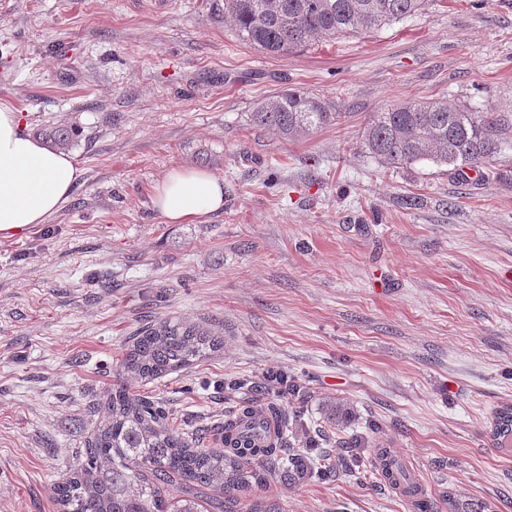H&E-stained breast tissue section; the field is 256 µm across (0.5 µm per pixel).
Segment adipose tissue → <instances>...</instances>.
<instances>
[{"mask_svg":"<svg viewBox=\"0 0 512 512\" xmlns=\"http://www.w3.org/2000/svg\"><path fill=\"white\" fill-rule=\"evenodd\" d=\"M81 174L68 152L26 133L18 113L0 105V234L45 223ZM153 204L166 223H193L223 209L224 182L205 170L175 168L156 187Z\"/></svg>","mask_w":512,"mask_h":512,"instance_id":"ef3b65f1","label":"adipose tissue"}]
</instances>
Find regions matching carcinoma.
<instances>
[{
    "instance_id": "1",
    "label": "carcinoma",
    "mask_w": 512,
    "mask_h": 512,
    "mask_svg": "<svg viewBox=\"0 0 512 512\" xmlns=\"http://www.w3.org/2000/svg\"><path fill=\"white\" fill-rule=\"evenodd\" d=\"M428 0H224V18L238 38L270 54H287L322 39L371 33L425 10ZM321 98L284 90L250 113L252 125L296 138L338 123ZM512 122L503 112L483 111L446 100L387 104L365 125L362 146L389 167L407 168L430 161L448 166L460 179L485 167L508 145ZM77 128L52 123L35 130L46 146L67 151ZM224 349V332L182 319H165L142 329L125 349L117 369L125 379L158 380ZM277 441L259 448L261 424L244 425L253 413L246 402L224 415L220 446L204 448L200 439L178 427L169 412L148 396L115 385L97 403L101 418L89 437L85 458L53 487L58 512H204L205 500L219 512H279L270 500L248 496L272 478L302 484L316 473L327 477L341 462L303 455L293 447L292 424L276 403ZM329 419L346 424L353 407L341 399L326 403ZM499 444L512 439V404L496 412L491 434ZM393 486L415 483L392 458L381 470ZM219 491L224 497L207 498ZM450 512H488L486 502L448 497Z\"/></svg>"
}]
</instances>
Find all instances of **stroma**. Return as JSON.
<instances>
[{
	"instance_id": "1",
	"label": "stroma",
	"mask_w": 512,
	"mask_h": 512,
	"mask_svg": "<svg viewBox=\"0 0 512 512\" xmlns=\"http://www.w3.org/2000/svg\"><path fill=\"white\" fill-rule=\"evenodd\" d=\"M214 0H0V103L27 130L68 123L82 171L68 200L0 239V512H57L52 487L84 458L93 406L143 326L224 329V349L129 388L214 447L225 412L262 406L261 374L304 388L282 403L327 457L363 436L365 481L343 471L266 493L283 512H414L381 478L389 449L445 494L512 512V147L484 176L363 149L371 112L445 99L512 113V0H431L381 30L285 55L241 41ZM342 112L296 139L253 127L276 92ZM175 167L224 180V208L194 224L155 210ZM421 197L417 209L399 206ZM355 407L346 425L322 403ZM491 437L501 445L512 439V404H505L497 410Z\"/></svg>"
}]
</instances>
